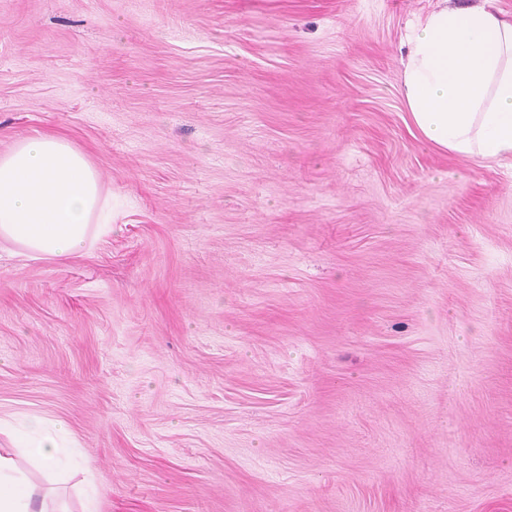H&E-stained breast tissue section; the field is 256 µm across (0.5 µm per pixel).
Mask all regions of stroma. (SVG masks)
I'll return each mask as SVG.
<instances>
[{
  "mask_svg": "<svg viewBox=\"0 0 512 512\" xmlns=\"http://www.w3.org/2000/svg\"><path fill=\"white\" fill-rule=\"evenodd\" d=\"M438 0H0V154H87L114 223L0 251V415L54 512H512V170L400 93ZM8 429L18 448H25L30 457L45 471L62 472L69 468L73 457L66 440L70 434L67 424L61 420L48 428L41 421L32 420L21 429H14L0 418V431Z\"/></svg>",
  "mask_w": 512,
  "mask_h": 512,
  "instance_id": "35a3bbf8",
  "label": "stroma"
}]
</instances>
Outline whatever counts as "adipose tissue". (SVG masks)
<instances>
[{
    "label": "adipose tissue",
    "instance_id": "obj_1",
    "mask_svg": "<svg viewBox=\"0 0 512 512\" xmlns=\"http://www.w3.org/2000/svg\"><path fill=\"white\" fill-rule=\"evenodd\" d=\"M492 0L441 7L411 23L401 60V95L420 139L479 160H512V21ZM112 231V204L97 170L54 134L0 155V242L21 255L66 259ZM67 424L30 421L13 430L45 471L68 469ZM0 512H48L46 495L14 457L0 451Z\"/></svg>",
    "mask_w": 512,
    "mask_h": 512
}]
</instances>
